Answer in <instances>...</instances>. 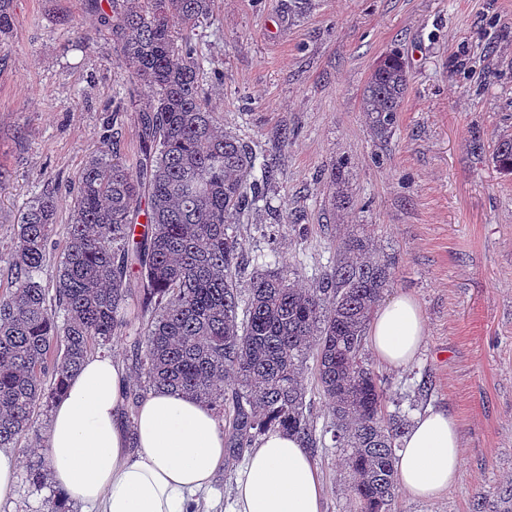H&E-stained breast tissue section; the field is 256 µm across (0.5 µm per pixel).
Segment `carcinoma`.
<instances>
[{
	"mask_svg": "<svg viewBox=\"0 0 512 512\" xmlns=\"http://www.w3.org/2000/svg\"><path fill=\"white\" fill-rule=\"evenodd\" d=\"M11 2L0 0V37L14 25ZM213 5L108 0L101 21L125 83L152 92L137 113L138 172L116 152L86 162L51 290L39 274L56 202L44 194L20 213L7 258L12 288L0 296V448L20 447L93 346L132 330L148 389L191 395L219 415L229 405L226 455L238 458L274 431L315 449L304 386L312 358L355 512H391L408 421L385 414L387 389L362 351L392 265L360 224L337 240L334 272L312 287L267 269L238 288L248 264L229 221L259 198L261 181L255 149L224 130L201 83L196 29ZM408 88L402 57L388 53L362 97L379 138L390 137ZM492 161L512 174V134L498 136Z\"/></svg>",
	"mask_w": 512,
	"mask_h": 512,
	"instance_id": "cac0c4a2",
	"label": "carcinoma"
}]
</instances>
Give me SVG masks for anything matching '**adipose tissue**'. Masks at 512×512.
I'll return each mask as SVG.
<instances>
[{
	"mask_svg": "<svg viewBox=\"0 0 512 512\" xmlns=\"http://www.w3.org/2000/svg\"><path fill=\"white\" fill-rule=\"evenodd\" d=\"M425 317L399 295L378 305L371 349L401 367L419 352ZM128 378L107 356L86 357L52 411L43 451L54 487L97 512H186L224 463V433L209 408L190 396L153 392L133 428L122 412ZM456 419L444 410L417 416L398 452L396 480L407 497L432 502L459 480ZM325 487L300 439L263 436L244 456L229 512H322Z\"/></svg>",
	"mask_w": 512,
	"mask_h": 512,
	"instance_id": "obj_1",
	"label": "adipose tissue"
}]
</instances>
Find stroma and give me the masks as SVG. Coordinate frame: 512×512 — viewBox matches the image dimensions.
<instances>
[{"label":"stroma","instance_id":"obj_1","mask_svg":"<svg viewBox=\"0 0 512 512\" xmlns=\"http://www.w3.org/2000/svg\"><path fill=\"white\" fill-rule=\"evenodd\" d=\"M106 0H13L0 39V294L4 258L25 204L47 192L57 223L41 282L52 287L74 185L90 157L119 148L137 164L136 113L109 62ZM203 87L225 130L270 165L263 198L235 219L256 271L314 284L336 262L340 225H367L396 278L385 298L420 305L426 334L408 365L365 358L395 407L448 411L458 423L460 480L433 502L397 496L392 512H493L512 486V174L492 162L512 131V0H215L199 28ZM399 51L408 94L388 140L361 110L373 67ZM350 200L333 205L332 166ZM51 417L40 410L19 451L0 512H45L50 477L33 485ZM327 488L323 512H352L349 477L331 437L312 454ZM242 466L229 460L196 494L197 512H228Z\"/></svg>","mask_w":512,"mask_h":512}]
</instances>
